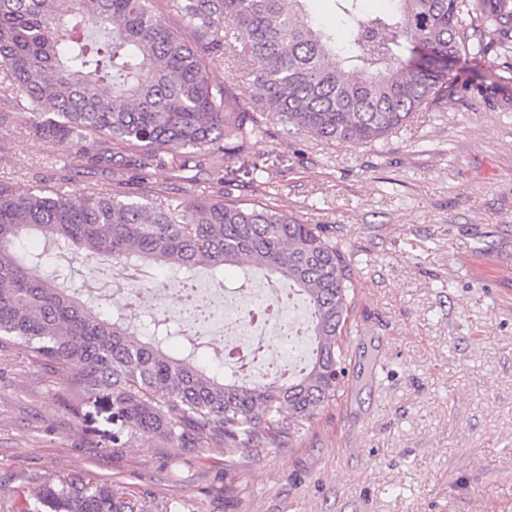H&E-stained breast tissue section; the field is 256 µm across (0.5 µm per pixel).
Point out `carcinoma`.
I'll return each instance as SVG.
<instances>
[{
    "mask_svg": "<svg viewBox=\"0 0 512 512\" xmlns=\"http://www.w3.org/2000/svg\"><path fill=\"white\" fill-rule=\"evenodd\" d=\"M152 0H0V99L33 111V128L68 140L86 163L111 165L112 193L70 194L46 184L26 194L0 179V342L62 376L72 411L100 394L112 406V452L150 437L179 448H219L232 460L299 432L345 383L342 347L354 284L343 253L314 224H301L258 196L234 193L224 170L193 208L167 188L133 198L128 169L145 170L174 148L180 167L244 151L266 133L241 109L236 88L211 76L212 61L239 44L261 111L301 132L356 146L397 132L411 115L487 85L448 73L494 52L512 59V0H391L382 13L362 0H331L335 24L309 18V0H169L171 24ZM355 49L342 52L336 27ZM417 55L404 59L401 51ZM108 258L156 272L176 268L194 279L243 264L288 291L272 308L308 303L301 330L311 349L286 380L211 375L187 355L163 349L166 321L147 338L123 307L98 315L44 267L50 251ZM21 512H150L120 487L83 478L38 484Z\"/></svg>",
    "mask_w": 512,
    "mask_h": 512,
    "instance_id": "1",
    "label": "carcinoma"
}]
</instances>
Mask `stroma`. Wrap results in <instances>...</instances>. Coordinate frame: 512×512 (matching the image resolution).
<instances>
[{"instance_id":"1","label":"stroma","mask_w":512,"mask_h":512,"mask_svg":"<svg viewBox=\"0 0 512 512\" xmlns=\"http://www.w3.org/2000/svg\"><path fill=\"white\" fill-rule=\"evenodd\" d=\"M226 51L213 77L262 96ZM266 135L228 169L265 166L238 194L321 227L355 285L348 376L292 439L227 460L222 451L141 438L112 451V409L73 417L59 377L0 345V512L34 478L117 483L168 512H512V112L472 93L414 113L385 141L336 145L261 113ZM17 109L0 127V177L25 193L112 190L69 142L48 143ZM181 150L140 172L131 192L172 188L194 206L211 165L179 173ZM373 368L374 377L363 376Z\"/></svg>"}]
</instances>
